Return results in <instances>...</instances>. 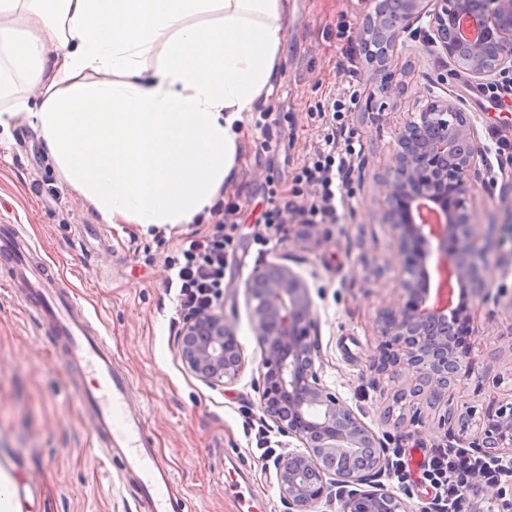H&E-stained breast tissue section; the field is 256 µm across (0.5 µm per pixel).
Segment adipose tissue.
Returning <instances> with one entry per match:
<instances>
[{
    "label": "adipose tissue",
    "instance_id": "adipose-tissue-1",
    "mask_svg": "<svg viewBox=\"0 0 512 512\" xmlns=\"http://www.w3.org/2000/svg\"><path fill=\"white\" fill-rule=\"evenodd\" d=\"M287 26L288 0H0V130L28 119L101 223H194Z\"/></svg>",
    "mask_w": 512,
    "mask_h": 512
}]
</instances>
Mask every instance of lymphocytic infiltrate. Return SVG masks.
Segmentation results:
<instances>
[{
    "mask_svg": "<svg viewBox=\"0 0 512 512\" xmlns=\"http://www.w3.org/2000/svg\"><path fill=\"white\" fill-rule=\"evenodd\" d=\"M357 106L355 92L331 98L318 105L316 115L324 124L320 146L294 177L291 191L278 197L261 213L266 229L279 230L285 224H333L338 205L344 198L343 180L351 169L355 147L343 143L342 135L349 112ZM233 207L215 204V219L202 236L182 239L178 255L169 264L168 285L177 289L176 308L188 315L216 310L224 296V268L231 237L227 232ZM398 486L412 490L416 481L429 482L435 490L432 503L420 512H468L474 479L487 486L512 478V458L477 454L465 448L437 446L426 450L418 470L394 461Z\"/></svg>",
    "mask_w": 512,
    "mask_h": 512,
    "instance_id": "obj_1",
    "label": "lymphocytic infiltrate"
}]
</instances>
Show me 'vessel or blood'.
<instances>
[{
  "instance_id": "1",
  "label": "vessel or blood",
  "mask_w": 512,
  "mask_h": 512,
  "mask_svg": "<svg viewBox=\"0 0 512 512\" xmlns=\"http://www.w3.org/2000/svg\"><path fill=\"white\" fill-rule=\"evenodd\" d=\"M0 268L13 293L32 302L60 337L62 364L91 375V384L78 393L79 404L92 421L104 456L118 460L122 473L135 477L139 512H189L188 494L159 457L144 412L127 401L130 380L113 361L106 337L93 325L72 286L39 260L24 225L0 224Z\"/></svg>"
}]
</instances>
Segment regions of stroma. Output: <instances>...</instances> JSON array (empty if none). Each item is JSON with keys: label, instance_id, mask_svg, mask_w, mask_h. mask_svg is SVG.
Returning <instances> with one entry per match:
<instances>
[{"label": "stroma", "instance_id": "stroma-1", "mask_svg": "<svg viewBox=\"0 0 512 512\" xmlns=\"http://www.w3.org/2000/svg\"><path fill=\"white\" fill-rule=\"evenodd\" d=\"M281 65L264 105L246 120L247 134L225 186L233 214V254L219 308L236 330L245 365L232 384L215 386L183 363L172 326L174 294L168 261L186 235L207 223L144 227L104 224L64 183L42 139L17 119L0 143V215L25 225L44 258L67 279L107 338L112 357L128 374L134 407L144 410L160 457L184 485L190 512H239L228 487L240 472L266 512H288L276 465L244 430L258 411L256 381L261 329L251 313L246 282L266 263L288 267L307 286L311 336L322 383L371 428L384 448H408L413 461L437 444L465 448L460 426H438L423 404L393 406L395 378L371 368L380 341L381 312L401 300L403 255L373 182L385 167L395 128L418 111L426 95L452 97L468 112L486 158L470 204L476 232L488 244L481 269L485 299L472 314L474 371L450 405L455 415H482L492 402L512 400V162L498 166L492 132L512 140V96L479 101L480 81L427 43V20L398 44L388 94L361 50L363 22L374 0H289ZM352 88L359 98L349 129L361 154L334 224H287L266 246L257 217L272 192L292 179L320 145L314 112L329 95ZM81 370L64 368L52 340L10 291L0 270V461L17 467L30 512H138L135 482L109 473L76 401Z\"/></svg>", "mask_w": 512, "mask_h": 512}]
</instances>
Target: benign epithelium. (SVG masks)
Wrapping results in <instances>:
<instances>
[{
	"label": "benign epithelium",
	"instance_id": "7a95c632",
	"mask_svg": "<svg viewBox=\"0 0 512 512\" xmlns=\"http://www.w3.org/2000/svg\"><path fill=\"white\" fill-rule=\"evenodd\" d=\"M391 0L366 18L365 33L378 35L386 67L412 23L427 16L428 43L467 73L488 83L512 72V0ZM479 138L458 101L430 96L395 129L392 155L377 185L388 223L408 244L401 288L405 301L385 313L373 368L405 378L400 394L423 397L441 411L448 426V392L472 369L470 300L484 297L478 244L468 203L475 186ZM435 258L436 288L430 289L428 261ZM252 314L262 330L258 380L265 415L305 451L278 465V486L290 512H316L331 487H341V512H403L404 503L382 488L361 490L386 460L376 434L338 395L321 383L317 346L311 339L312 302L306 286L277 263L258 268L247 284ZM463 301L453 305L455 293ZM179 353L192 373L212 385L234 381L244 367L234 328L224 315L188 318ZM472 447L490 454L512 453V406L487 408L474 421Z\"/></svg>",
	"mask_w": 512,
	"mask_h": 512
}]
</instances>
